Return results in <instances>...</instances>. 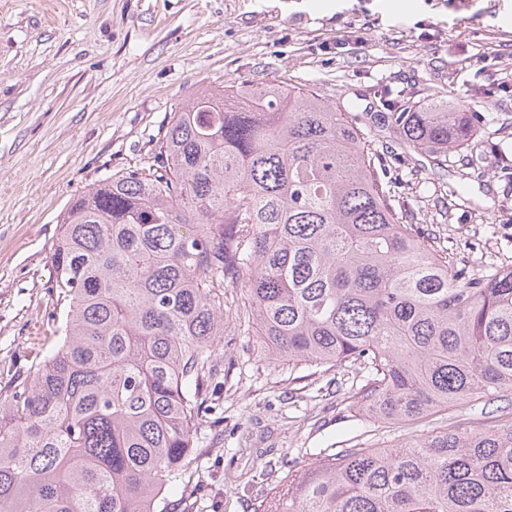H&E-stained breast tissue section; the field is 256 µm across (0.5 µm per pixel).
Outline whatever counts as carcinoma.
Segmentation results:
<instances>
[{
	"mask_svg": "<svg viewBox=\"0 0 512 512\" xmlns=\"http://www.w3.org/2000/svg\"><path fill=\"white\" fill-rule=\"evenodd\" d=\"M388 107L395 138L438 162L483 121ZM401 214L358 115L275 83L198 90L153 163L64 214L61 343L0 395V512H170L228 312L274 362L367 371L355 396L382 419L512 390V267L473 277ZM275 512H512V417L342 448Z\"/></svg>",
	"mask_w": 512,
	"mask_h": 512,
	"instance_id": "obj_1",
	"label": "carcinoma"
}]
</instances>
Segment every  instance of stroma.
<instances>
[{
	"label": "stroma",
	"mask_w": 512,
	"mask_h": 512,
	"mask_svg": "<svg viewBox=\"0 0 512 512\" xmlns=\"http://www.w3.org/2000/svg\"><path fill=\"white\" fill-rule=\"evenodd\" d=\"M272 80L361 117L404 223L472 274L512 266V0H0V394L52 337L50 254L70 201L147 166L199 88ZM386 90L413 105L447 97L484 120L439 165L384 126ZM216 363L172 512H273L289 477L339 449L512 415L508 390L412 422L373 419L354 396L366 373L271 362L231 319Z\"/></svg>",
	"instance_id": "35a3bbf8"
}]
</instances>
